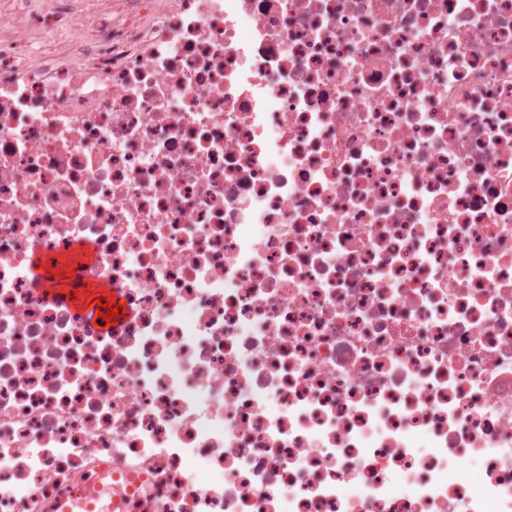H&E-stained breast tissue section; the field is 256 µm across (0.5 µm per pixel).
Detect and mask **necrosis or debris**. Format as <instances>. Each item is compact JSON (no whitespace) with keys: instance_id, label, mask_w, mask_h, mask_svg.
Returning <instances> with one entry per match:
<instances>
[{"instance_id":"necrosis-or-debris-1","label":"necrosis or debris","mask_w":512,"mask_h":512,"mask_svg":"<svg viewBox=\"0 0 512 512\" xmlns=\"http://www.w3.org/2000/svg\"><path fill=\"white\" fill-rule=\"evenodd\" d=\"M118 500L512 512V0H0V512Z\"/></svg>"}]
</instances>
